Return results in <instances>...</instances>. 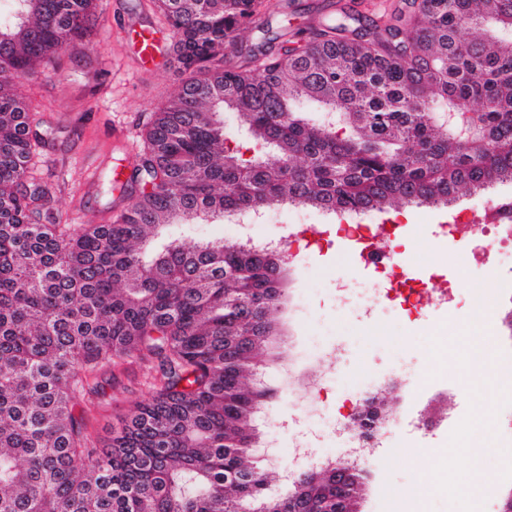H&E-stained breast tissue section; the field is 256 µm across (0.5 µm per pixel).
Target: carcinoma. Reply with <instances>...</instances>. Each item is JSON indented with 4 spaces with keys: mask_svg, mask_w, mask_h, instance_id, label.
I'll use <instances>...</instances> for the list:
<instances>
[{
    "mask_svg": "<svg viewBox=\"0 0 512 512\" xmlns=\"http://www.w3.org/2000/svg\"><path fill=\"white\" fill-rule=\"evenodd\" d=\"M0 13V512H357V480L314 501L271 494L251 459L278 336L279 253L186 246L172 224L275 206L333 214L448 208L512 183V0H428L363 32L342 12L312 39L224 66L263 0H160L189 73L154 113L112 224L56 223L32 175L35 77L97 25L95 0ZM480 109L472 111V103ZM246 135L230 144L223 112ZM474 112L463 138L446 112ZM157 361L150 398L105 448L75 392L101 361Z\"/></svg>",
    "mask_w": 512,
    "mask_h": 512,
    "instance_id": "carcinoma-1",
    "label": "carcinoma"
}]
</instances>
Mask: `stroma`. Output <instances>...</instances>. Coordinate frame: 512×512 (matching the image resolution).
Returning a JSON list of instances; mask_svg holds the SVG:
<instances>
[{
  "instance_id": "stroma-1",
  "label": "stroma",
  "mask_w": 512,
  "mask_h": 512,
  "mask_svg": "<svg viewBox=\"0 0 512 512\" xmlns=\"http://www.w3.org/2000/svg\"><path fill=\"white\" fill-rule=\"evenodd\" d=\"M268 7L260 27L246 30L236 53L266 52L273 39H305L311 27L336 13L360 12L371 19L403 6L404 0H281ZM99 25L89 46L63 50L54 67L34 79H18V93L39 108L33 129L36 140L34 173L52 195V210L64 224H96L110 217L115 200L106 178L116 164L134 166L142 149L141 132L152 113L185 79L179 67L142 66L118 34L123 14L145 15L160 28L169 23L152 0H97ZM125 131L124 142L112 140L113 130ZM273 224H174L170 238L191 244L200 240L235 239L280 234L279 220L287 208L277 209ZM392 219L405 224L409 248L403 261L419 276L438 267L459 293L472 282L486 279L484 269L472 265L459 238L437 241L434 224L446 213L434 208L402 207ZM370 273L360 266L350 246L336 242L331 250L313 254L288 269L289 298L276 314L282 333L280 358L266 363L261 376L272 395L256 418L263 441L274 442L271 456L287 459L295 438L318 434L320 451L328 458L339 453L326 421L316 419L319 384L334 379L344 391L368 381V395L378 397L394 421V429L375 437L366 448L361 467L369 474L360 512H400L399 502L412 493L424 498L426 512H458L467 477V458L449 460L448 479L437 482L440 464L435 451L454 446L470 435L473 450L492 445L485 455L487 485L481 512H499L512 492V456L498 454L512 445V393L485 395L460 382L462 340L449 337L447 348L436 344L435 328L472 321L465 304L430 308L417 325L393 317L385 335L374 336L362 319L345 320L336 314L332 290L337 281H365ZM412 359L414 372L395 378L397 355ZM97 392H80L76 408L96 443L108 439L113 425L152 392L155 367L136 357L100 363L93 371ZM485 404L488 421L475 409ZM405 448L429 449V464L415 468L401 454Z\"/></svg>"
}]
</instances>
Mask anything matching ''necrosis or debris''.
Segmentation results:
<instances>
[{"instance_id":"necrosis-or-debris-1","label":"necrosis or debris","mask_w":512,"mask_h":512,"mask_svg":"<svg viewBox=\"0 0 512 512\" xmlns=\"http://www.w3.org/2000/svg\"><path fill=\"white\" fill-rule=\"evenodd\" d=\"M503 202V197L493 195L484 200L482 210L450 212L437 233L441 239L467 233L468 255L473 261L486 265L489 280L473 284L465 302L487 326L493 323L488 294L494 285V276L500 273L499 258L501 254L512 253V206L504 207ZM334 229L336 238L347 242L358 257L374 251L380 254L369 284L360 287L348 282L337 284L340 306L352 307L354 312L368 317L393 310L414 325L421 321L429 297L437 294L444 303L452 302L453 285L445 275L433 272L419 278L402 262L401 255L406 247L403 225L386 226L378 223L370 212L358 211L337 217ZM319 406L321 412L334 414L331 428L336 435L337 450L362 456L363 445L356 433L346 430L347 422L354 419L353 397H345L341 406L335 408L324 400Z\"/></svg>"}]
</instances>
